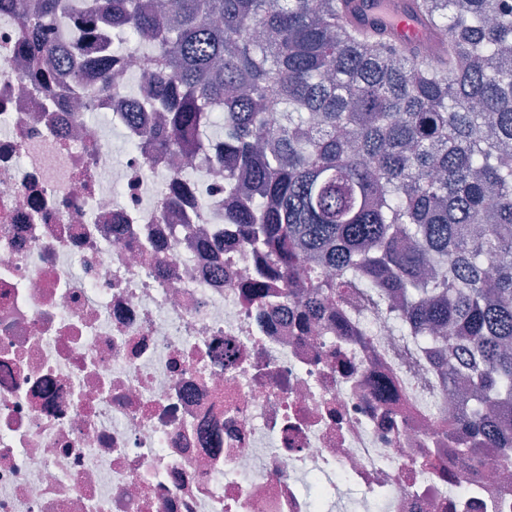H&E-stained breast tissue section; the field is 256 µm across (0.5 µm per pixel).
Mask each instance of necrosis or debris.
<instances>
[{
    "label": "necrosis or debris",
    "instance_id": "4bbe7bcc",
    "mask_svg": "<svg viewBox=\"0 0 512 512\" xmlns=\"http://www.w3.org/2000/svg\"><path fill=\"white\" fill-rule=\"evenodd\" d=\"M0 17V512H512V472L471 476L435 413L475 372L404 389L387 323L298 328L280 287L248 297L263 255L229 215L220 141L146 160L156 114L112 146L16 66ZM186 174L193 203L168 206Z\"/></svg>",
    "mask_w": 512,
    "mask_h": 512
}]
</instances>
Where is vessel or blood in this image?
I'll return each mask as SVG.
<instances>
[{"label": "vessel or blood", "instance_id": "b4317fda", "mask_svg": "<svg viewBox=\"0 0 512 512\" xmlns=\"http://www.w3.org/2000/svg\"><path fill=\"white\" fill-rule=\"evenodd\" d=\"M352 22L387 34L390 44L416 48L437 43L440 32L412 11L410 0H357Z\"/></svg>", "mask_w": 512, "mask_h": 512}]
</instances>
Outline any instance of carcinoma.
Wrapping results in <instances>:
<instances>
[{
  "label": "carcinoma",
  "instance_id": "1",
  "mask_svg": "<svg viewBox=\"0 0 512 512\" xmlns=\"http://www.w3.org/2000/svg\"><path fill=\"white\" fill-rule=\"evenodd\" d=\"M72 14L70 43L41 35ZM351 0H0L26 31L20 53L38 91L72 50L99 71L88 102L135 93L112 57L148 55L143 132L191 153L214 114L250 196L229 219L268 253V277L296 299L301 327L352 288L394 321L407 347L453 346L448 376L477 369L474 405L442 417L472 471H512V0H416L444 45L414 56L344 22ZM112 23L103 51L99 27ZM280 121L271 123L268 114Z\"/></svg>",
  "mask_w": 512,
  "mask_h": 512
}]
</instances>
